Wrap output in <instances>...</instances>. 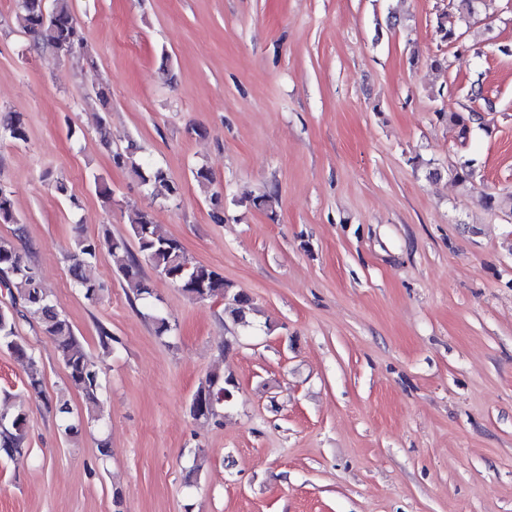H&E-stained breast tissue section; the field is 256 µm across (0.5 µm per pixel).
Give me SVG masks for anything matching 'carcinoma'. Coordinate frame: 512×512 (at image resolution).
Masks as SVG:
<instances>
[{
	"mask_svg": "<svg viewBox=\"0 0 512 512\" xmlns=\"http://www.w3.org/2000/svg\"><path fill=\"white\" fill-rule=\"evenodd\" d=\"M16 19L23 32L30 37L31 46L36 50L50 51L58 57H70L86 52L85 33L80 26L72 6V0H16ZM448 121L459 129V135L466 137L471 125L482 124L479 113L470 109L466 113L450 112ZM0 139L15 143L28 139V128L20 112L7 111L0 114ZM112 163L128 170L141 185L155 197L167 201L180 197L182 188L167 171L160 166H148L137 158L136 147L130 145L122 152L112 154ZM449 175L460 185L473 182L474 171L469 162L448 169ZM480 202L490 210L512 212V195L496 197L492 194L480 196ZM210 216L217 224L224 223V193L213 190L208 195ZM0 223L17 224L14 212L13 190L0 182ZM132 232L137 239L139 252L153 269L180 288L196 301L221 299L226 301L225 310L233 321L247 326V314L252 310L251 299L214 268L192 262L181 244L165 235L159 225L146 214H139L133 220ZM121 259L128 252L123 238L105 235L103 238L79 237L69 252V274L75 286L89 300H96L105 287L92 280L87 274L88 267L102 250ZM121 271L126 288L134 298L149 301L153 290L142 275L139 261L130 259L122 264ZM0 288L7 290L11 306L0 307V349H5L35 366V359L27 353L26 347L16 335L17 319L34 318L52 340L68 373L69 384L81 391L87 400V422L100 420L97 412V393L100 388L99 371L95 363L84 353L68 319L59 312L42 286L34 266L20 252L14 243L0 237ZM222 384L221 390L229 389L233 380L213 373L195 393L190 412L193 418H207L215 415L213 388ZM56 416L65 434L75 436L79 429L70 423L71 409L68 400L59 398L55 404ZM26 435V416L22 412L10 417L0 416V449L6 455L22 450Z\"/></svg>",
	"mask_w": 512,
	"mask_h": 512,
	"instance_id": "carcinoma-1",
	"label": "carcinoma"
}]
</instances>
